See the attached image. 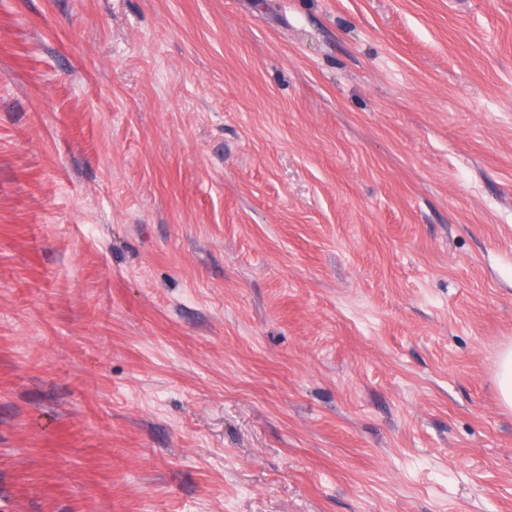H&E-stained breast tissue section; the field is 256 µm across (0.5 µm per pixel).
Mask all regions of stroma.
Here are the masks:
<instances>
[{
	"label": "stroma",
	"instance_id": "35a3bbf8",
	"mask_svg": "<svg viewBox=\"0 0 512 512\" xmlns=\"http://www.w3.org/2000/svg\"><path fill=\"white\" fill-rule=\"evenodd\" d=\"M512 0H0V512H512ZM496 381L502 406L512 412V347L499 356Z\"/></svg>",
	"mask_w": 512,
	"mask_h": 512
}]
</instances>
